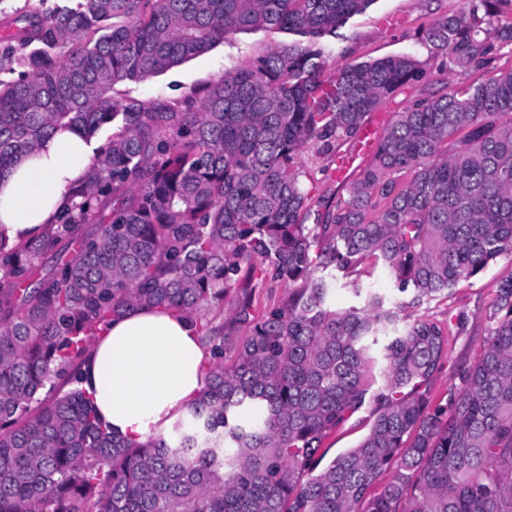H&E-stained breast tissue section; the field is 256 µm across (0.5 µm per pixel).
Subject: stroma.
<instances>
[{"instance_id":"stroma-1","label":"stroma","mask_w":512,"mask_h":512,"mask_svg":"<svg viewBox=\"0 0 512 512\" xmlns=\"http://www.w3.org/2000/svg\"><path fill=\"white\" fill-rule=\"evenodd\" d=\"M460 0H373L361 14L342 28L336 39L325 43L330 69L339 70L356 63L391 55L411 54L419 59L427 73L425 83L404 86L381 108L393 116L418 95L447 92L449 86L470 83V76L449 72L446 58L426 38L432 23L452 15ZM280 32L256 31L234 35L210 51L177 67L140 82L114 87L113 99L134 97L143 101L163 98L183 100L209 83L262 56L274 44L288 41ZM333 155L305 152L300 160L301 182L313 196L332 198L344 191L334 173ZM512 276V254L501 256L476 276L460 282L423 305L421 314L450 320L457 326L448 338V356L444 368L431 387L434 397L448 389L460 388L459 371L473 364L483 353L493 323L489 318L500 282Z\"/></svg>"}]
</instances>
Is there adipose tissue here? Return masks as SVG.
Returning a JSON list of instances; mask_svg holds the SVG:
<instances>
[{
    "instance_id": "ef3b65f1",
    "label": "adipose tissue",
    "mask_w": 512,
    "mask_h": 512,
    "mask_svg": "<svg viewBox=\"0 0 512 512\" xmlns=\"http://www.w3.org/2000/svg\"><path fill=\"white\" fill-rule=\"evenodd\" d=\"M92 144L69 128L0 173V237L39 236L71 205L89 170ZM206 346L190 323L159 309L134 307L113 320L93 347L82 387L113 433L143 442L167 430L199 395Z\"/></svg>"
}]
</instances>
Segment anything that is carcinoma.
I'll list each match as a JSON object with an SVG mask.
<instances>
[{"label": "carcinoma", "mask_w": 512, "mask_h": 512, "mask_svg": "<svg viewBox=\"0 0 512 512\" xmlns=\"http://www.w3.org/2000/svg\"><path fill=\"white\" fill-rule=\"evenodd\" d=\"M371 2L78 0L0 38L41 43L0 79V173L59 127H112L61 219L0 239V512H512V277L444 404L429 389L452 328L414 314L512 253V68L497 66L512 0H464L429 28L448 70L481 78L396 113L307 224L298 158L354 139L425 77L411 54L325 76L322 39ZM257 30L307 45L272 46L181 102L112 98ZM377 267L410 299L365 287ZM273 282L288 293L257 307ZM338 286L361 303L333 306ZM130 306L186 318L209 352L199 398L143 443L78 387ZM368 402L367 434L321 465Z\"/></svg>", "instance_id": "1"}]
</instances>
